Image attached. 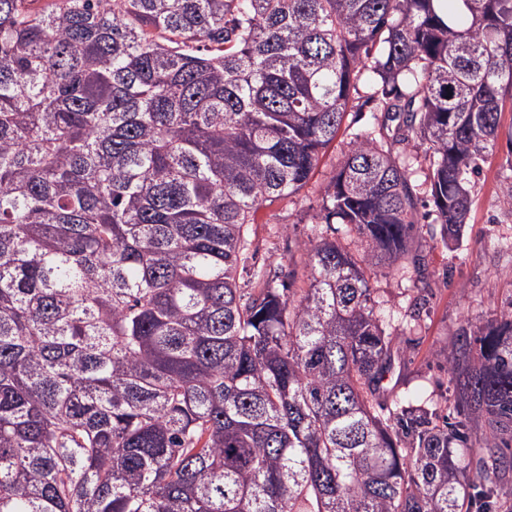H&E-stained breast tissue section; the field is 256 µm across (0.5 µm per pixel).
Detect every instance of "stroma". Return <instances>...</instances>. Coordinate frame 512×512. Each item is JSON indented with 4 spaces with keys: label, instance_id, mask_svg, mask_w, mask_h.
<instances>
[{
    "label": "stroma",
    "instance_id": "35a3bbf8",
    "mask_svg": "<svg viewBox=\"0 0 512 512\" xmlns=\"http://www.w3.org/2000/svg\"><path fill=\"white\" fill-rule=\"evenodd\" d=\"M503 131L496 147L477 174L471 175L472 207L459 240L444 241L439 224L426 221L417 232L415 248L425 258L424 273L412 264L378 265L370 286L376 300L402 312L417 278L427 284L426 304L419 329L399 338V351L388 385L405 394L416 389L442 399L452 396L447 367L437 355L466 321L499 313L512 298V253L501 250L512 239V112L502 114ZM349 150V138L338 134L324 151L314 178L289 203L262 206L250 225L257 265L276 272L292 292L306 287L310 275L305 246L326 236L341 246L351 241L340 224H320L316 216L322 200L321 185L335 163Z\"/></svg>",
    "mask_w": 512,
    "mask_h": 512
}]
</instances>
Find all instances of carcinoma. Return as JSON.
Returning <instances> with one entry per match:
<instances>
[{
	"mask_svg": "<svg viewBox=\"0 0 512 512\" xmlns=\"http://www.w3.org/2000/svg\"><path fill=\"white\" fill-rule=\"evenodd\" d=\"M34 2L0 0V512H512V301L439 351L450 411L387 393L370 288L419 195L466 224L512 0ZM367 105L322 188L361 251L243 291L256 211Z\"/></svg>",
	"mask_w": 512,
	"mask_h": 512,
	"instance_id": "1",
	"label": "carcinoma"
}]
</instances>
